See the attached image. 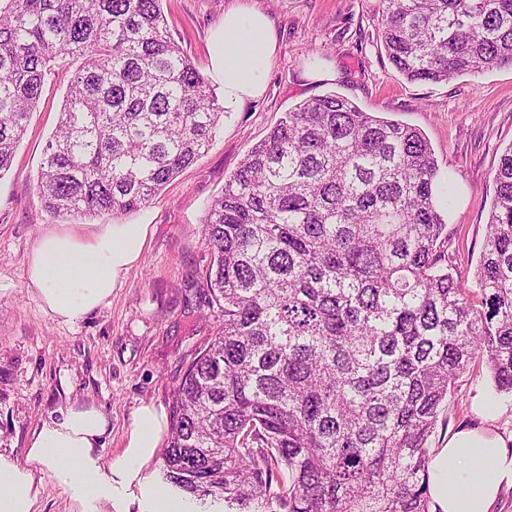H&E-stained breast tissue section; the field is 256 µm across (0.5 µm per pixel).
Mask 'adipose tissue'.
<instances>
[{
    "label": "adipose tissue",
    "instance_id": "1",
    "mask_svg": "<svg viewBox=\"0 0 512 512\" xmlns=\"http://www.w3.org/2000/svg\"><path fill=\"white\" fill-rule=\"evenodd\" d=\"M220 79L225 108L264 90L276 44L268 17L234 9L224 14ZM143 224H109L91 237L49 232L28 260L27 285L42 309L72 323L107 304L118 279L140 259ZM479 423L459 428L428 461L429 494L436 512H492L502 489L512 488V436L489 420L492 402H480ZM166 426L163 410L142 405L116 459L100 452L108 421L94 405H74L44 420L27 444L24 461L0 453V512H34L36 472L51 473L68 493L73 512H107L114 484L135 479L154 457Z\"/></svg>",
    "mask_w": 512,
    "mask_h": 512
}]
</instances>
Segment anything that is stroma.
Instances as JSON below:
<instances>
[{"label": "stroma", "mask_w": 512, "mask_h": 512, "mask_svg": "<svg viewBox=\"0 0 512 512\" xmlns=\"http://www.w3.org/2000/svg\"><path fill=\"white\" fill-rule=\"evenodd\" d=\"M249 8L271 22L276 53L264 93L225 113L209 150L169 182L127 224L148 227L140 260L117 282L108 305L65 323L44 312L27 286L29 255L44 233L91 235L113 218H52L40 203L37 177L65 103L71 74L47 78L12 166L0 177V452L23 459L42 420L73 403L97 405L108 419L104 456H120L137 409L169 406L197 353L223 316L202 288L211 261L204 241L207 210L225 181L285 112L328 93L363 111L420 129L440 178L454 181L445 214L448 251L475 288L495 199L494 175L512 146V68L494 67L441 83L408 81L379 38L381 0H163L171 31L212 86H219L214 43L224 14ZM498 405L493 425L512 434V394L498 392L485 361L455 382L429 438L443 446L475 421V403Z\"/></svg>", "instance_id": "obj_1"}]
</instances>
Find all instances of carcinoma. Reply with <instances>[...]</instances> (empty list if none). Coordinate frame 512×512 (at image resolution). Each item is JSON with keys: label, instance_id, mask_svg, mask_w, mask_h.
Returning a JSON list of instances; mask_svg holds the SVG:
<instances>
[{"label": "carcinoma", "instance_id": "obj_1", "mask_svg": "<svg viewBox=\"0 0 512 512\" xmlns=\"http://www.w3.org/2000/svg\"><path fill=\"white\" fill-rule=\"evenodd\" d=\"M163 0H0V174L47 73H74L37 180L54 218H121L209 148L224 110ZM411 82L512 66V0H383ZM417 128L327 94L280 118L204 220L224 323L172 395L164 488L195 512H432L428 441L477 358L512 393V146L477 269L453 273Z\"/></svg>", "mask_w": 512, "mask_h": 512}]
</instances>
